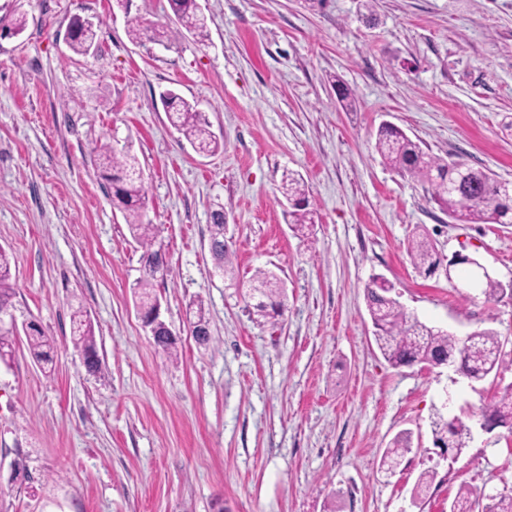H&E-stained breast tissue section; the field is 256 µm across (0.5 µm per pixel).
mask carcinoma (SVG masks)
<instances>
[{
	"mask_svg": "<svg viewBox=\"0 0 512 512\" xmlns=\"http://www.w3.org/2000/svg\"><path fill=\"white\" fill-rule=\"evenodd\" d=\"M170 9L179 28L160 32L144 25L138 17L127 20L128 33L132 40L144 38L162 43L172 41L187 32L193 36H206L207 18L201 12L197 0H169ZM68 45L76 55L85 56L96 43L97 33L92 27L81 23V18L72 20ZM169 107L170 123L199 152L211 153L219 149V142L210 131V125L202 112L174 90L162 93ZM375 148L382 159L398 172L416 178L428 185L430 199L448 217L463 224H512V193L507 183L494 178L482 168L457 167L441 157L426 154L420 145L401 129L380 125L377 130ZM99 177L108 184L112 205L119 210L128 225L132 237L143 248L148 257L154 259L150 268L134 285L136 305L148 312L158 303L154 293L155 281L164 278L169 271L161 249L154 248L153 225L147 220L149 198L144 186L142 171L130 147L117 148L100 144L91 148ZM282 196L288 201V218L291 227L303 236L312 234L315 224L314 210L310 207L309 187L297 173L284 174L280 186ZM224 210L212 213L211 249L217 266L223 270L224 278L235 280L234 269L226 260L227 246L224 243ZM408 255L416 269L431 275L443 264L434 243L425 228H420L408 244ZM10 256L0 248V316L12 315L14 289L10 284ZM466 285L478 288L485 299L496 300L506 295L512 297V284L505 286L495 278L474 280L473 272L466 274ZM393 285L382 277L373 278L365 287L367 309L374 328V338L384 358L394 367L413 365H445L455 361L459 369L471 380H482L498 374L505 364L503 343L492 330L475 331L462 342L452 332L428 325L412 318L399 302L392 297ZM250 313L258 321L276 322L287 309V292L280 277L271 269H258L252 277ZM72 343L84 355V365L93 375L101 372L97 355V344L91 319L83 308H77L71 317ZM199 331L195 340L206 346L210 342V323L202 301H197L195 319L190 322ZM29 353L37 363L52 361V345L37 324L29 327L25 334ZM15 335L10 329L0 327V361L12 357ZM485 414L494 425L512 430V384L490 399ZM434 444L454 458L459 457L471 441V429L461 420L449 421L438 412L432 421ZM410 451L409 438L396 436L383 456V465L397 468L405 454ZM512 512V497L491 498V502L480 505L471 492L462 488L449 505V512Z\"/></svg>",
	"mask_w": 512,
	"mask_h": 512,
	"instance_id": "1",
	"label": "carcinoma"
}]
</instances>
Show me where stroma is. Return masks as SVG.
Wrapping results in <instances>:
<instances>
[{
	"label": "stroma",
	"mask_w": 512,
	"mask_h": 512,
	"mask_svg": "<svg viewBox=\"0 0 512 512\" xmlns=\"http://www.w3.org/2000/svg\"><path fill=\"white\" fill-rule=\"evenodd\" d=\"M198 3L206 37L161 45L132 41L127 17L172 27L168 0H132L127 15L112 0H0V16L27 19L0 39V247L16 320L54 340L51 365L22 340L0 363V512H448L465 485L480 499L511 494L512 432L480 423L512 370L477 382L392 367L365 286L387 279L409 315L458 336L493 329L512 356V299L419 273L407 253L422 226L445 259L476 257L506 283L512 224L449 219L375 149L388 121L426 153L512 183V0ZM77 15L99 24L97 54L69 50ZM167 89L206 115L217 153L195 152L170 124ZM100 143L130 145L143 170L172 264L155 292L178 359L137 316L142 251L97 176ZM288 171L316 211L306 238L279 191ZM217 209L233 286L210 252ZM260 268L287 286L275 326L248 313ZM199 301L207 346L188 331ZM78 306L98 375L71 342ZM447 398L473 436L451 464L431 427ZM402 432L412 447L390 475L382 456Z\"/></svg>",
	"instance_id": "1"
}]
</instances>
